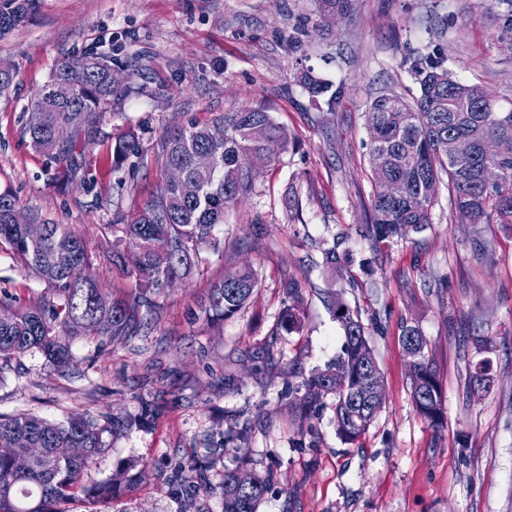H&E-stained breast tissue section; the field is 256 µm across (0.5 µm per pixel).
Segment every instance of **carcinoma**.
Returning a JSON list of instances; mask_svg holds the SVG:
<instances>
[{
  "mask_svg": "<svg viewBox=\"0 0 512 512\" xmlns=\"http://www.w3.org/2000/svg\"><path fill=\"white\" fill-rule=\"evenodd\" d=\"M39 0H0V37L33 15ZM112 51H88L68 56L36 94L24 132L36 149L56 163L52 184L66 189L76 171H90L92 160L83 145L96 136L103 112L115 101L134 92L128 83L112 85ZM409 69L419 83V93L407 100L396 94L376 97L366 112L370 137L368 162L374 193L365 230L375 247L388 245L430 223L436 190L448 183L455 210L470 224L495 222L512 232V155L491 161L479 152L496 138L512 139V106L504 109L477 85L462 84L443 67L437 54L417 56ZM305 85L314 96L336 106L332 85L311 75ZM66 127L71 138L61 144L56 130ZM453 137L469 141L474 151L454 154ZM288 144V133L262 107L224 112L203 125L191 123L169 128L153 144L163 168L183 173L177 185H165L132 216L117 209L107 229L112 241L102 249L103 259L120 268L134 282L129 298L104 296L85 270L92 258L83 241L65 224H45L40 237H30L37 223L33 213L11 191L0 192V243L10 246L24 269L46 285L47 292L34 307H23L8 293H0V380L10 370L9 361L32 349L40 351L57 370L74 366L70 338L97 334L111 340L138 336L154 327L159 299L176 279H185L202 262V252H224V239L215 227L224 213L247 193L252 184V159L270 157L271 146ZM112 170L135 167L130 158L145 162L139 137L133 132L112 136L109 146ZM200 153L211 155L208 170L196 167ZM401 182L404 199H389L380 183ZM257 279L244 266L211 285L199 311L190 320L224 322L249 301ZM287 299L279 328L299 329L300 295L294 283L285 285ZM326 304L341 324L345 341L336 360L303 380L298 404L311 411L319 398L334 397L338 436L356 441L382 407L384 390L371 388L382 381L380 368L361 318L336 294ZM414 343L418 361L410 365V394L418 413L439 426L443 420L440 386L424 355L426 341L413 326L403 329L402 343ZM491 377L490 361L481 360L470 374L472 385ZM108 416L81 414L56 423L34 413L0 414V512H56L60 500L81 489L93 500H110L128 487L109 479L83 484L84 473L100 449L103 434L112 432ZM266 489L251 477L241 483L234 472H224V512H257Z\"/></svg>",
  "mask_w": 512,
  "mask_h": 512,
  "instance_id": "1",
  "label": "carcinoma"
}]
</instances>
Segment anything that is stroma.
<instances>
[{
    "label": "stroma",
    "instance_id": "1",
    "mask_svg": "<svg viewBox=\"0 0 512 512\" xmlns=\"http://www.w3.org/2000/svg\"><path fill=\"white\" fill-rule=\"evenodd\" d=\"M93 48L111 50L138 91L85 145L97 160L92 188L63 193L50 182L54 160L23 127L56 65ZM429 53L454 78L512 101V0H351L331 23L318 0H40L0 39V60L16 67L0 95V189L41 219L71 225L91 254L108 238L106 202L135 212L165 182L151 160L118 191L113 133L135 128L147 149L165 129L262 107L289 135L287 148L254 163L250 191L217 226L223 253L167 288L147 335L72 338L75 374L48 368L36 350L13 359L0 414L112 416L83 481L137 469L130 491L105 503L77 494L60 512H224V471L239 465L267 482L257 512H512V234L467 224L444 184L421 230L378 250L361 234L372 194L365 114L381 94L417 95L408 62ZM308 75L339 89L335 109L308 93ZM331 247L343 257L333 269L323 259ZM243 265L258 279L247 306L217 326L190 323L210 285ZM291 278L303 325L280 335ZM3 291L29 306L45 285L0 244ZM330 291L364 324H379L370 338L386 398L354 443L336 433L332 397L307 420L293 404L303 379L344 342L324 304ZM406 324L425 337L440 382L438 427L411 401ZM483 359L493 381L475 394L470 373ZM147 400L161 408L142 422ZM240 419L252 425L243 446L224 437ZM194 459L206 461L209 489L174 490L173 469Z\"/></svg>",
    "mask_w": 512,
    "mask_h": 512
}]
</instances>
